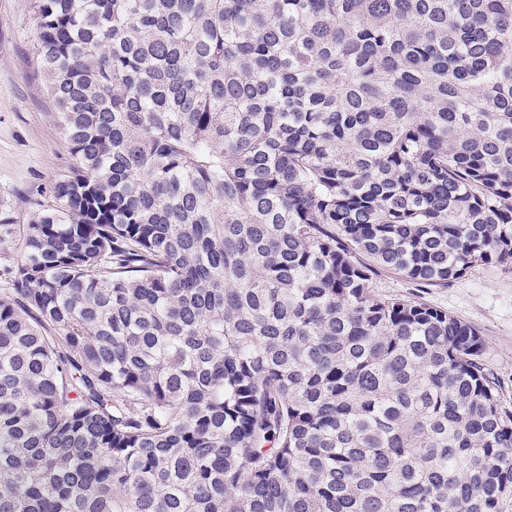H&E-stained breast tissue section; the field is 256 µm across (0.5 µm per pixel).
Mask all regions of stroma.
I'll return each instance as SVG.
<instances>
[{"label": "stroma", "instance_id": "35a3bbf8", "mask_svg": "<svg viewBox=\"0 0 512 512\" xmlns=\"http://www.w3.org/2000/svg\"><path fill=\"white\" fill-rule=\"evenodd\" d=\"M35 38L32 0H0V218L18 229L72 165L33 58ZM375 285L380 295L429 304L475 327L484 339V363L512 402V268L479 267L445 287L382 270Z\"/></svg>", "mask_w": 512, "mask_h": 512}]
</instances>
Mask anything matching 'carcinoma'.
<instances>
[{
	"label": "carcinoma",
	"mask_w": 512,
	"mask_h": 512,
	"mask_svg": "<svg viewBox=\"0 0 512 512\" xmlns=\"http://www.w3.org/2000/svg\"><path fill=\"white\" fill-rule=\"evenodd\" d=\"M73 159L0 292V512H512V0H33ZM375 285L380 295L429 304L475 327L484 339V363L512 402V268L479 267L445 287L420 286L380 270Z\"/></svg>",
	"instance_id": "1"
}]
</instances>
